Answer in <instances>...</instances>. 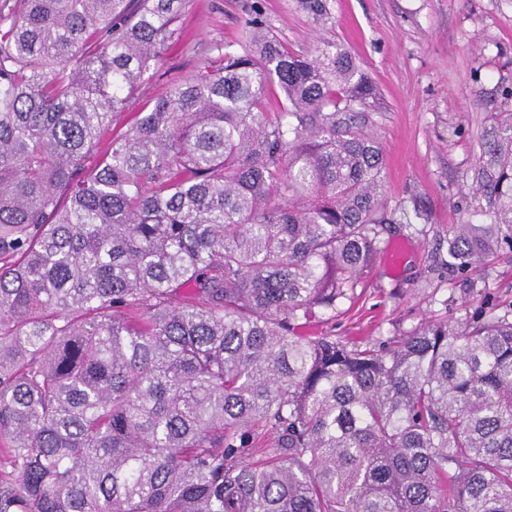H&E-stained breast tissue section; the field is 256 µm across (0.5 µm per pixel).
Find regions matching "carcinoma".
Listing matches in <instances>:
<instances>
[{
  "mask_svg": "<svg viewBox=\"0 0 512 512\" xmlns=\"http://www.w3.org/2000/svg\"><path fill=\"white\" fill-rule=\"evenodd\" d=\"M132 2L0 11V512H512V320L311 331L389 223L377 88L250 20L98 155L181 36ZM484 153L458 272L512 249V114Z\"/></svg>",
  "mask_w": 512,
  "mask_h": 512,
  "instance_id": "1",
  "label": "carcinoma"
}]
</instances>
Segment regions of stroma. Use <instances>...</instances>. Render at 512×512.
Returning a JSON list of instances; mask_svg holds the SVG:
<instances>
[{"label": "stroma", "instance_id": "stroma-1", "mask_svg": "<svg viewBox=\"0 0 512 512\" xmlns=\"http://www.w3.org/2000/svg\"><path fill=\"white\" fill-rule=\"evenodd\" d=\"M181 0L182 38L169 43L161 73L144 78L113 128L162 89L167 77L220 64L218 49L244 44L256 17L288 51L316 56L342 45L379 91L370 133L387 168L386 225L378 257L335 317L316 320L345 342L379 344L426 317L466 321L488 311L512 318V251L500 249L469 272L447 266L455 225L489 224L484 135L494 113H512V0ZM422 206L428 219L406 223Z\"/></svg>", "mask_w": 512, "mask_h": 512}]
</instances>
